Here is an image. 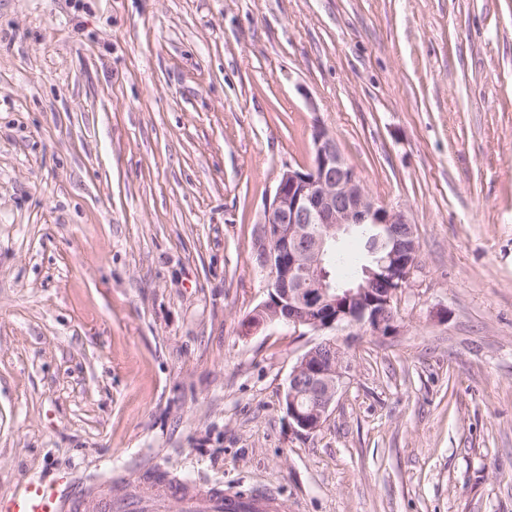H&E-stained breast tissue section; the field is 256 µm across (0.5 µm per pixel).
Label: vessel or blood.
<instances>
[{
	"mask_svg": "<svg viewBox=\"0 0 512 512\" xmlns=\"http://www.w3.org/2000/svg\"><path fill=\"white\" fill-rule=\"evenodd\" d=\"M173 496L180 499L183 512H285L283 501L272 492L243 500L208 484L190 486L170 479L145 493L137 477L126 479L119 493L108 486H89L70 497L55 486L34 482L23 492L0 497V512H161Z\"/></svg>",
	"mask_w": 512,
	"mask_h": 512,
	"instance_id": "vessel-or-blood-1",
	"label": "vessel or blood"
}]
</instances>
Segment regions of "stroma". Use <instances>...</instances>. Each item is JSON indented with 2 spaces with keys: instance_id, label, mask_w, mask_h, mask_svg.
<instances>
[{
  "instance_id": "35a3bbf8",
  "label": "stroma",
  "mask_w": 512,
  "mask_h": 512,
  "mask_svg": "<svg viewBox=\"0 0 512 512\" xmlns=\"http://www.w3.org/2000/svg\"><path fill=\"white\" fill-rule=\"evenodd\" d=\"M327 128L417 228L398 332L243 323ZM147 470L288 512H512V0H0V496ZM348 344L324 338L307 350L293 367L286 390L288 419L298 431L313 433L329 416L351 370Z\"/></svg>"
}]
</instances>
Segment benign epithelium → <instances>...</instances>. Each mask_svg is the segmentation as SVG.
Returning <instances> with one entry per match:
<instances>
[{"instance_id": "1", "label": "benign epithelium", "mask_w": 512, "mask_h": 512, "mask_svg": "<svg viewBox=\"0 0 512 512\" xmlns=\"http://www.w3.org/2000/svg\"><path fill=\"white\" fill-rule=\"evenodd\" d=\"M312 165L289 167L279 178L255 247L269 272L267 299L257 310L295 330L316 335L356 327L381 338L397 333L394 302L417 263L415 225L403 211L373 198L344 159L335 137L323 126L312 133ZM357 224H379L392 249L384 283L371 276L354 288H338L324 267L323 250ZM351 370L348 345L324 338L293 367L286 390L288 419L300 431L319 430Z\"/></svg>"}]
</instances>
